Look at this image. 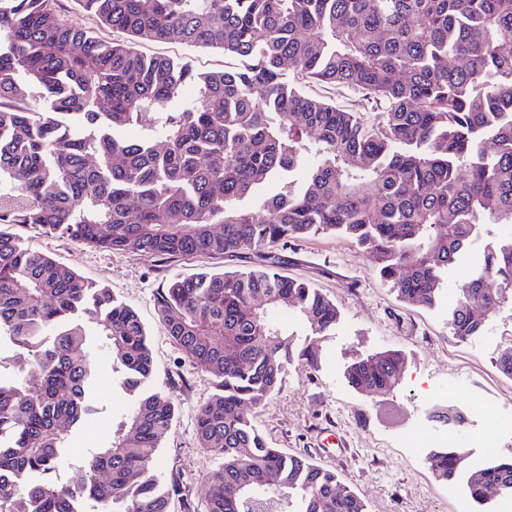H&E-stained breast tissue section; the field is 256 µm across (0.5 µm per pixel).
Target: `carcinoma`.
<instances>
[{"label":"carcinoma","mask_w":512,"mask_h":512,"mask_svg":"<svg viewBox=\"0 0 512 512\" xmlns=\"http://www.w3.org/2000/svg\"><path fill=\"white\" fill-rule=\"evenodd\" d=\"M126 35L70 26L57 0H0V512H169L179 478L157 473L176 406L154 385L150 336L110 289L32 249L26 224L110 252L173 260L253 256L233 271L174 277L155 308L214 393L199 447L224 459L203 512H369L334 472L267 446L244 408L317 367L304 336H327L336 305L278 272L273 249L350 240L408 304L433 306L448 270L492 224H512V0H77ZM144 41L212 48L238 66L199 71L147 56ZM188 83L198 95L183 99ZM352 88L362 108L306 91ZM377 113L369 121L365 113ZM149 133L124 136L130 126ZM497 282V287L489 283ZM512 309V238L483 249L448 328L483 335ZM288 310L301 331L285 328ZM106 352L129 398L83 468L61 484L73 435L96 413L91 358ZM397 350L350 364L347 384H399ZM512 379V339L498 353ZM39 380L29 382V373ZM437 448L435 477L512 495V448L482 468Z\"/></svg>","instance_id":"1"}]
</instances>
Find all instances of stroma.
<instances>
[{
	"instance_id": "stroma-1",
	"label": "stroma",
	"mask_w": 512,
	"mask_h": 512,
	"mask_svg": "<svg viewBox=\"0 0 512 512\" xmlns=\"http://www.w3.org/2000/svg\"><path fill=\"white\" fill-rule=\"evenodd\" d=\"M148 56L188 57L201 71L229 63L213 49L178 43L142 42ZM14 233L30 247L68 264L86 280L106 285L140 316L152 339L154 382L177 407L176 420L158 455V470L183 477L195 503H203L211 472L220 457L197 444L195 416L213 392V384L167 336L154 299L175 276L187 277L208 268H241L242 257H196L159 264L125 252H108L50 236L28 225ZM282 275L301 278L331 298L340 311L332 335L311 337L321 359L317 370L289 366L280 390L249 419L268 445L312 458L334 471L368 503L370 512H474L461 485L438 483L428 467V453L405 448L407 432L438 426L445 405L464 411L475 402L489 405L490 414L512 412V379L501 376L495 357L512 336V315L502 314L486 332L465 343L448 332V309L464 268L448 274L441 304L428 309L408 305L382 282L367 253L347 239L316 236L279 246ZM396 349L404 356L402 379L385 394L358 392L344 378L346 367L369 354ZM95 422L78 442L80 452L68 470L83 466V454L101 445L125 406L122 392L98 390ZM404 412L400 425L385 424L380 405Z\"/></svg>"
}]
</instances>
